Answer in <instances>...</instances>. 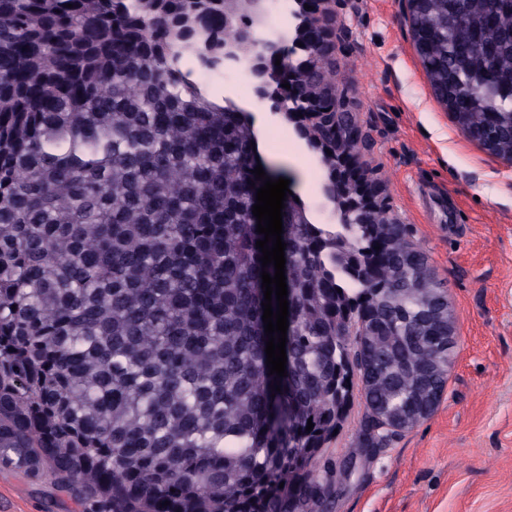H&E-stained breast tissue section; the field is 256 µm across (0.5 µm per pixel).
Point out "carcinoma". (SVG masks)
<instances>
[{
	"instance_id": "cac0c4a2",
	"label": "carcinoma",
	"mask_w": 512,
	"mask_h": 512,
	"mask_svg": "<svg viewBox=\"0 0 512 512\" xmlns=\"http://www.w3.org/2000/svg\"><path fill=\"white\" fill-rule=\"evenodd\" d=\"M225 2L0 0V466L49 465L83 512H315L338 341L373 368L361 452L445 389L448 304L405 225L316 224L302 201L282 215L287 376L269 374L253 116L185 69L260 53ZM411 26L433 89L456 77L462 133L512 158V0H428ZM312 53L307 97L336 89ZM319 160L331 202L336 149ZM373 235L362 282L345 257ZM371 288L353 337L340 294Z\"/></svg>"
}]
</instances>
